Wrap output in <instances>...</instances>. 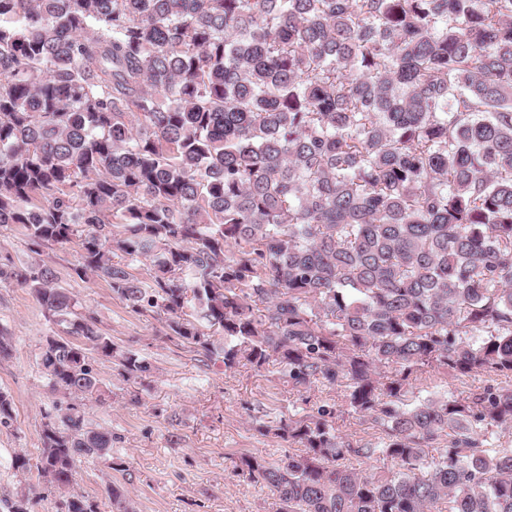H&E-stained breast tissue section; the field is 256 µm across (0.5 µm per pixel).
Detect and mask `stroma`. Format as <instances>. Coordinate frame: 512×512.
Instances as JSON below:
<instances>
[{"label":"stroma","mask_w":512,"mask_h":512,"mask_svg":"<svg viewBox=\"0 0 512 512\" xmlns=\"http://www.w3.org/2000/svg\"><path fill=\"white\" fill-rule=\"evenodd\" d=\"M78 243L31 252L19 227L0 229V260L46 264L67 288L79 311L92 313L104 336L114 343L112 358L96 357L103 395L84 402L88 422L118 434L113 462L78 463L70 489L47 487L36 473L12 466L16 454L36 458L40 452L43 411L56 398L40 365L46 339L60 336L57 325L29 288L0 282V328L7 333L12 356L0 360V390L13 406L10 427L0 428V498L26 497L29 512H59L68 494L87 496L98 512H115L109 485L122 486L133 512H273L268 488L239 468L244 456L277 459L297 452V445L274 434L254 431L255 421H272L319 406L336 410L339 433L364 443L379 432L350 412L343 389L319 382L293 388L275 366L256 371L247 366L225 369L222 362L200 360L189 344L173 336L163 316L132 311L97 278L78 277ZM134 354L151 362L142 378H124L120 358ZM486 379L472 373L456 378L431 369L413 381L414 395L452 390L458 396L482 388Z\"/></svg>","instance_id":"35a3bbf8"}]
</instances>
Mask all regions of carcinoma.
<instances>
[{"mask_svg":"<svg viewBox=\"0 0 512 512\" xmlns=\"http://www.w3.org/2000/svg\"><path fill=\"white\" fill-rule=\"evenodd\" d=\"M13 225L33 252L78 240V277L205 357L200 326L224 333L226 369L344 388L376 440L345 439L323 406L255 423L299 445L241 459L276 512H512V448L489 444L512 427V0H0ZM1 280L65 333L40 354L62 394L41 452L12 460L62 489L112 459L78 400L115 347L52 267L0 263ZM427 368L491 384L407 403Z\"/></svg>","mask_w":512,"mask_h":512,"instance_id":"obj_1","label":"carcinoma"}]
</instances>
